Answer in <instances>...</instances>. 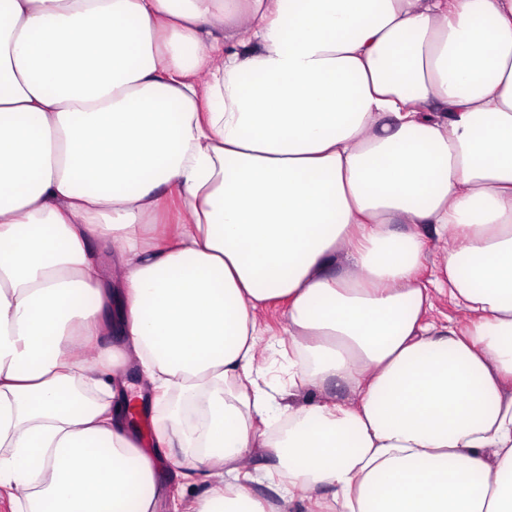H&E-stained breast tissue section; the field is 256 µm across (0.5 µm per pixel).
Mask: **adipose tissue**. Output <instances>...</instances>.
<instances>
[{"mask_svg": "<svg viewBox=\"0 0 512 512\" xmlns=\"http://www.w3.org/2000/svg\"><path fill=\"white\" fill-rule=\"evenodd\" d=\"M435 291L467 326L426 321ZM262 482L290 512H512V0H0L12 512H265ZM287 314L283 307H270L259 313V322L264 330L263 336H259L257 347L262 361L276 371L274 374L281 379L287 380L288 375L284 373L280 355L282 343L288 346L289 336L286 324Z\"/></svg>", "mask_w": 512, "mask_h": 512, "instance_id": "adipose-tissue-1", "label": "adipose tissue"}]
</instances>
